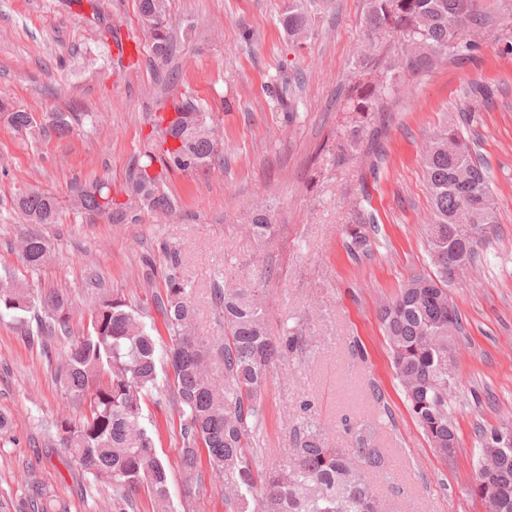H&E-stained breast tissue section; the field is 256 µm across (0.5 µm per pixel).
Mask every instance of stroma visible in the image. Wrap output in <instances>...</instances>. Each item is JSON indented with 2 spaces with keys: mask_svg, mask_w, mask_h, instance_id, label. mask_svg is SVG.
Returning <instances> with one entry per match:
<instances>
[{
  "mask_svg": "<svg viewBox=\"0 0 512 512\" xmlns=\"http://www.w3.org/2000/svg\"><path fill=\"white\" fill-rule=\"evenodd\" d=\"M287 6L170 0L176 45L156 70L136 0H0V96L42 125L22 137L0 123V274L67 293L77 336L104 292L140 303L156 324L153 297L169 247L193 290L195 332L212 340L224 333L214 288L262 279L271 332L294 315L309 323L302 355L276 365L261 401L254 439L263 466L283 462L306 414L331 448H354L357 428L372 433L386 459L373 482L387 512H485L468 491L478 430L512 421V0H478L490 20L474 34L475 49L403 79L369 116L361 151L341 163L336 143L355 119L346 110L349 88L367 76L357 61L365 0H329L300 46L282 28ZM114 25L137 40V53L115 57L105 33ZM176 83L209 112L224 159L206 171L174 172L172 213L145 212L136 224L72 212L56 224L27 222L14 198L29 188L65 195L99 178L122 187ZM476 83L490 91L478 103L468 95ZM55 112L77 113L70 136L49 128ZM450 120L466 124L489 168L498 222L451 288L464 330L448 408L460 446L447 463L404 403L377 307L428 265L421 154ZM259 205L271 206L276 229L261 247L245 230ZM363 215L373 218L371 250L354 255L342 227ZM28 236L50 247L37 270L21 255ZM147 256L156 273L150 284ZM67 350L66 340L38 336L32 313L0 315V412L11 436L0 440V500L18 512L31 480L69 512H116L110 480L81 471L55 429L58 419L86 411L55 378ZM171 385L159 375L143 422L155 432L157 455L173 461L181 436ZM223 486L205 460L194 480L176 469L169 484L174 504L189 503L191 512H229Z\"/></svg>",
  "mask_w": 512,
  "mask_h": 512,
  "instance_id": "35a3bbf8",
  "label": "stroma"
}]
</instances>
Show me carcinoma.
<instances>
[{"mask_svg": "<svg viewBox=\"0 0 512 512\" xmlns=\"http://www.w3.org/2000/svg\"><path fill=\"white\" fill-rule=\"evenodd\" d=\"M138 14L151 38L152 62H166L173 50L170 0H138ZM310 20L303 0H288L282 16L288 40L303 39ZM486 21L475 0H366V44L359 66L377 65L373 50L381 35L397 39L400 52L383 66V81L358 82L349 90L348 108L360 121L347 132L348 147L360 145L364 120L386 91L408 75L429 71L443 55L470 50L472 44L460 34L479 29ZM170 103L175 117L159 127L157 143L135 157L125 199L117 200L109 181L99 179L76 190L74 209L105 216L114 224H135L143 210L169 213L176 207L167 185L169 175L205 171L221 159L206 113L191 93H173ZM75 119L73 112L55 113V133L67 136ZM0 121L27 136L37 127L33 113L3 103ZM422 174L432 210L425 229L430 269L408 275L396 296L381 304L378 317L408 410L430 447L446 460L448 449L460 446L456 423L448 414V398L458 384L454 360L461 332L449 272L457 261L475 258L498 217L487 166L475 156L460 124L448 122L426 144ZM15 205L31 224H54L63 209L57 195L39 189L19 193ZM462 212L478 217L482 231L477 238L463 237L455 229ZM247 230L259 245L266 244L273 230L270 210L250 212ZM343 234L355 252L369 251L368 225L347 224ZM21 253L30 267H40L49 258L40 237L26 238ZM167 259L163 292L155 298L170 339L162 359L156 354L152 329L143 321L144 312L124 296L102 295L92 311V330L75 337L64 293L36 294L7 275L0 277V314L39 309L44 317L38 333L69 342L66 362L56 369V377L68 395L89 399V415L79 423L63 417L56 428L65 435V448L80 469L111 479L112 500L119 506H131V494L143 486L153 500V512H174L170 464L157 456L153 435L142 424V402L157 388L161 362L172 373L179 413L182 445L177 466L186 475L195 474L200 448H205L210 466L227 477L224 497L232 512H376L378 499L369 474L384 470L386 462L365 429H358L356 448L350 453L326 447L319 427L308 422L298 428L287 459L271 470L260 466V449L247 447L250 422L259 418L271 368L302 353L303 325L275 336L268 329L262 289L251 283L217 289L224 317V369L214 372L210 343L192 331L195 309L179 271L178 252L170 250ZM505 427L502 423L480 430L478 465L470 484L472 495L493 496L497 512H512V447L501 442ZM351 457L359 459L360 467L350 466ZM28 499L31 512H68L65 501L34 481Z\"/></svg>", "mask_w": 512, "mask_h": 512, "instance_id": "1", "label": "carcinoma"}]
</instances>
